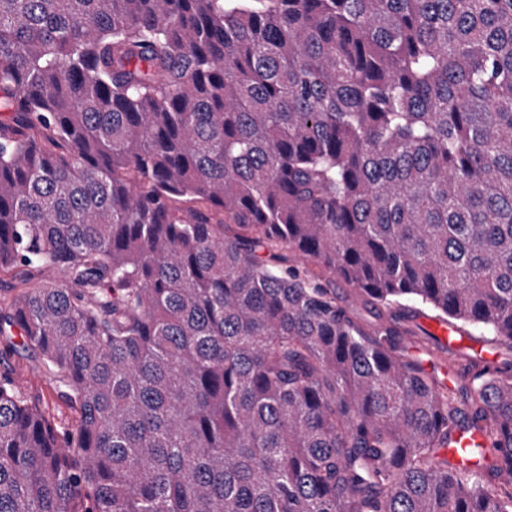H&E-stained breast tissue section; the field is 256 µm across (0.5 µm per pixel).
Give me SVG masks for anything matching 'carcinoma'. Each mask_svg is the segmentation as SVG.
I'll list each match as a JSON object with an SVG mask.
<instances>
[{
  "mask_svg": "<svg viewBox=\"0 0 512 512\" xmlns=\"http://www.w3.org/2000/svg\"><path fill=\"white\" fill-rule=\"evenodd\" d=\"M285 244L354 287L364 323ZM0 512H512V0H0ZM483 431L495 480L440 449ZM417 307L422 308V311L420 314L416 313L409 321V324L419 333V336H429L431 333L430 327L435 322L431 330L440 345L442 347L448 345L449 350H456L459 347V340L454 336L456 331L447 328V324L443 322H437L438 320L434 318L435 313L433 311L418 305ZM470 331L472 336L464 335L462 338L463 341L459 347L460 352L475 355V353H480L481 351L480 354L483 357H493L495 362H500L505 358H511L512 360V352L501 350L494 343L488 341L490 336H480L479 331L473 329H470ZM17 346L0 344V374L9 375L21 387L29 400L40 407L46 417L61 430L75 419V413L55 397V382L38 353L27 349L16 337Z\"/></svg>",
  "mask_w": 512,
  "mask_h": 512,
  "instance_id": "1",
  "label": "carcinoma"
}]
</instances>
